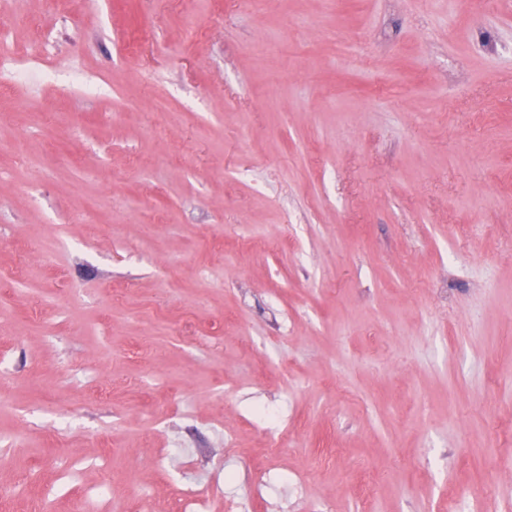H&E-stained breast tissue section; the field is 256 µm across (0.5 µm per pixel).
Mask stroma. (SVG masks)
I'll use <instances>...</instances> for the list:
<instances>
[{"label": "stroma", "instance_id": "1", "mask_svg": "<svg viewBox=\"0 0 512 512\" xmlns=\"http://www.w3.org/2000/svg\"><path fill=\"white\" fill-rule=\"evenodd\" d=\"M3 18L0 512H512V0Z\"/></svg>", "mask_w": 512, "mask_h": 512}]
</instances>
